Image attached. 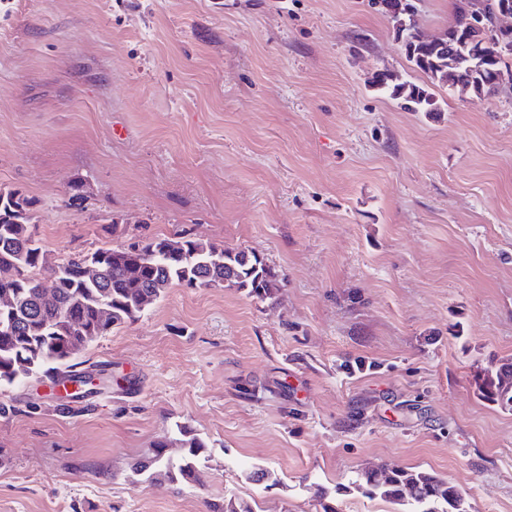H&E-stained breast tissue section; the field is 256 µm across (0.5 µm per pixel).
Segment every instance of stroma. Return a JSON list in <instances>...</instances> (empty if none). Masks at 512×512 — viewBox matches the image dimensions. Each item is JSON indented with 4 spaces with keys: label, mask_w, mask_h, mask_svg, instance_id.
I'll return each mask as SVG.
<instances>
[{
    "label": "stroma",
    "mask_w": 512,
    "mask_h": 512,
    "mask_svg": "<svg viewBox=\"0 0 512 512\" xmlns=\"http://www.w3.org/2000/svg\"><path fill=\"white\" fill-rule=\"evenodd\" d=\"M0 185L54 262L187 233L283 280L171 286L78 355L112 373L82 398L0 388V512H401L351 483L383 464L512 512V412L472 384L512 359V81L432 83L372 0H0ZM181 425L200 484L134 475ZM378 92L393 99L402 100L405 108L412 112L434 114L440 112L434 94L410 81H400L388 73H379L373 81Z\"/></svg>",
    "instance_id": "35a3bbf8"
}]
</instances>
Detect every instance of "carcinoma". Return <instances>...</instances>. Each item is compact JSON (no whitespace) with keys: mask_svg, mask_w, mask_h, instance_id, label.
I'll use <instances>...</instances> for the list:
<instances>
[{"mask_svg":"<svg viewBox=\"0 0 512 512\" xmlns=\"http://www.w3.org/2000/svg\"><path fill=\"white\" fill-rule=\"evenodd\" d=\"M499 0H464L442 44L419 40L416 26L398 29L405 53L416 68L434 81L473 93L495 94L512 69V40L508 47L487 50L481 57L461 50L467 18L479 14L495 27ZM378 92L403 101L412 112H439L434 94L410 81L379 73ZM34 200L21 192L0 188V387L33 376L53 382L76 377L72 360L113 327L138 320L173 284L188 288L224 285L260 300L272 299L281 288L278 274L256 253L229 250L189 235L156 237L127 247L77 253L62 264H51L31 223ZM480 399L512 411V362L503 361L473 377ZM182 454L174 459L160 440L151 454L138 460L139 474L160 471L173 482L199 481L206 444L185 426H177ZM354 488L404 506L402 512H467L465 499L453 483L424 470L393 467L365 470ZM211 512H256L243 501L213 503Z\"/></svg>","mask_w":512,"mask_h":512,"instance_id":"cac0c4a2","label":"carcinoma"}]
</instances>
